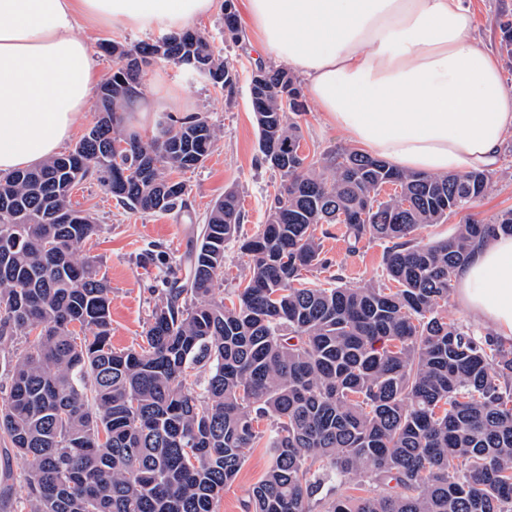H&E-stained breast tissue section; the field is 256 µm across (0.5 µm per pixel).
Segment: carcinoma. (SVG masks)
<instances>
[{"mask_svg": "<svg viewBox=\"0 0 512 512\" xmlns=\"http://www.w3.org/2000/svg\"><path fill=\"white\" fill-rule=\"evenodd\" d=\"M224 31L242 40L232 0ZM105 51L115 67L83 137L37 168L0 174V345L27 343L9 361L0 438L25 463L26 512H217L255 448L269 464L251 512H512V342L443 315L453 271L475 241L512 234V208L445 239L413 237L469 209L489 176L403 172L355 148L336 154L328 176L301 153L300 81L265 67L267 92L251 104L262 159L281 177L265 223L240 237L238 195L225 192L161 289L142 344L117 350L112 288L95 261L76 258L101 225L73 208L72 190L94 179L131 209H184L188 186L169 172L210 156L207 117L143 137L123 129V112L158 57L194 60L221 87L234 67L201 32ZM285 77L299 98L288 114ZM115 141L126 144L117 157ZM321 224L343 225L353 249L390 242L395 287L310 281ZM231 242L250 270L226 303L216 290ZM354 477L380 493L316 498Z\"/></svg>", "mask_w": 512, "mask_h": 512, "instance_id": "carcinoma-1", "label": "carcinoma"}]
</instances>
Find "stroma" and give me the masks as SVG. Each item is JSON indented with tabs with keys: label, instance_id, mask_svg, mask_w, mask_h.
Returning <instances> with one entry per match:
<instances>
[{
	"label": "stroma",
	"instance_id": "1",
	"mask_svg": "<svg viewBox=\"0 0 512 512\" xmlns=\"http://www.w3.org/2000/svg\"><path fill=\"white\" fill-rule=\"evenodd\" d=\"M241 42L224 35L221 9H214L196 22L195 30L209 36L214 49L228 58L237 72L233 88H216L204 78L171 63L157 61L145 67L139 91L148 98L157 97L152 81L163 73L168 84L177 86L189 112L206 116L217 133V143L203 166L180 173L190 187L187 209L178 214L150 215L124 209L96 182L75 187L71 194L74 208L90 212L102 226L101 232L81 252L97 258L99 274L112 287V345L117 349L136 347L143 334L157 291L176 271L180 260L196 242V229L203 224L214 201L230 189L240 196L242 221L239 233L251 236L264 223L274 195L281 183L278 172L264 164L259 151L258 131L249 97V79L260 66L258 34L247 27L245 0H233ZM476 14L474 37L491 52H498L500 32L495 25L498 14L512 15V0H472ZM77 34L89 42L101 73H109L115 63L104 51L107 43L131 48L146 42L147 34L115 31L107 26L80 25ZM299 122L303 131L304 154L335 160L337 151L351 148L346 134L325 124L315 105H308ZM492 187L477 200L466 216H453L441 224L417 230L419 240L429 242L454 233L464 217L486 222L503 209L512 207V134L501 148V164L491 171ZM323 254L327 266L311 272V280L326 283L332 276L342 277L350 287L368 284L382 286L385 242L363 240L350 247L335 225H327ZM268 465L265 449H254L235 481L224 490L219 512H244L248 493ZM27 495L22 460L0 441V512H23Z\"/></svg>",
	"mask_w": 512,
	"mask_h": 512
}]
</instances>
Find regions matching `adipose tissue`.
<instances>
[{
  "instance_id": "1",
  "label": "adipose tissue",
  "mask_w": 512,
  "mask_h": 512,
  "mask_svg": "<svg viewBox=\"0 0 512 512\" xmlns=\"http://www.w3.org/2000/svg\"><path fill=\"white\" fill-rule=\"evenodd\" d=\"M215 0H0V172L57 155L100 82L86 20L174 34ZM261 48L305 81L326 122L404 172L491 171L512 132L499 58L472 36L471 0H247ZM456 297L512 340V236L477 244Z\"/></svg>"
}]
</instances>
